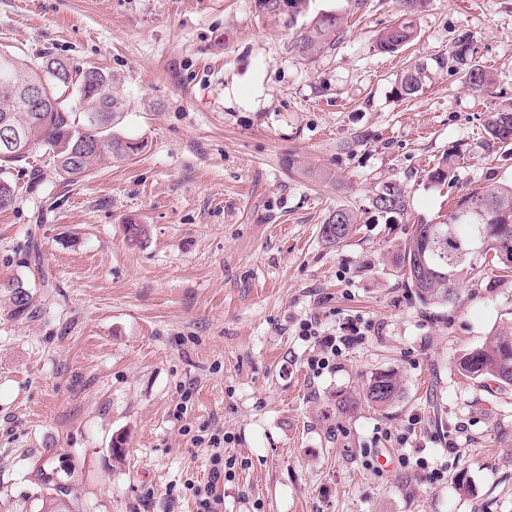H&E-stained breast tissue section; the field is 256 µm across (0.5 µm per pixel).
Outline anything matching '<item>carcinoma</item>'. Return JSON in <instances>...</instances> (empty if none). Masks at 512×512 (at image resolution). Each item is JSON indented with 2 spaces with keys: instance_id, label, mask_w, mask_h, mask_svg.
<instances>
[{
  "instance_id": "obj_1",
  "label": "carcinoma",
  "mask_w": 512,
  "mask_h": 512,
  "mask_svg": "<svg viewBox=\"0 0 512 512\" xmlns=\"http://www.w3.org/2000/svg\"><path fill=\"white\" fill-rule=\"evenodd\" d=\"M347 23L337 14H323L300 27L293 35L292 48L302 56L333 50L346 33ZM417 38L412 22L401 21L381 33L378 49L393 53ZM436 64L449 73L462 75L471 89L491 91L493 79L474 57L473 35L460 33L453 50L436 58ZM428 66L416 62L401 75L396 93L410 99L426 86ZM38 81L48 88L51 107L32 111L22 96L21 86ZM77 86L75 93L70 86ZM126 100L119 89L98 69L82 68L68 60L40 54L21 56L0 47V121L7 119L23 133L26 147L21 152L0 148V171L29 158L35 149L51 155L56 171L64 183L84 180L106 157L117 162L130 161L147 147L144 139L127 137L114 131L115 121L125 111ZM485 143L512 150V111L493 114L484 126ZM435 184L450 186L456 181V166L443 158L429 172ZM16 202V185L0 180V210ZM372 208L391 218L407 210L406 190L398 181L387 180L373 194ZM354 214L336 208L322 227V237L329 244L347 238ZM472 224H507L512 227V184L490 183L459 196L448 214L435 224H414L399 246L396 268L405 285L424 306L442 305L457 298L459 281L476 278L491 266L498 271L503 265L493 256L477 261L459 256L458 244L467 240ZM14 305L22 312L29 308L32 296L20 283L5 285ZM512 343V326L489 336L486 343L463 354L458 371L470 379H486L500 388L512 386V356L505 357L503 346ZM360 396L379 411L396 405L404 397L402 376L394 370L372 373Z\"/></svg>"
}]
</instances>
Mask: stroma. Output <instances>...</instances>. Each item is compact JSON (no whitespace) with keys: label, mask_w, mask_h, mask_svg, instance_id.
Masks as SVG:
<instances>
[{"label":"stroma","mask_w":512,"mask_h":512,"mask_svg":"<svg viewBox=\"0 0 512 512\" xmlns=\"http://www.w3.org/2000/svg\"><path fill=\"white\" fill-rule=\"evenodd\" d=\"M325 13L347 18L344 38L298 56L295 30ZM399 18L397 0H302L277 17L257 0H0V46L113 75L118 130L147 143L75 185L40 150L7 175L0 512H37L49 493L72 512H197L212 462L194 438L218 431L235 460L224 512H512V387L457 366L512 323V278L490 270L424 307L395 268L412 224L512 182L483 140L512 109V0H428L415 44L377 52ZM463 31L491 94L433 66ZM417 61L427 87L399 99ZM453 149L457 187L431 183ZM389 179L408 192L400 220L370 210ZM339 206L357 222L330 245L321 226ZM129 224L146 225L141 243ZM9 282L33 311L17 312ZM351 315L376 333L314 373L300 323ZM381 369L403 377V400L336 414L337 394Z\"/></svg>","instance_id":"1"}]
</instances>
